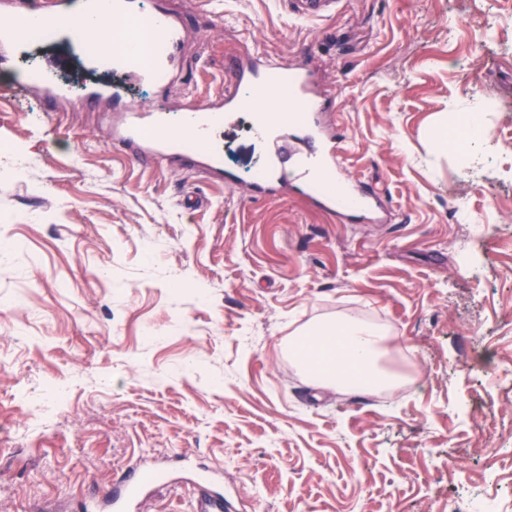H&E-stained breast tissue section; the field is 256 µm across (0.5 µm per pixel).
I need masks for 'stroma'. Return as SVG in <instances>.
<instances>
[{"instance_id":"1","label":"stroma","mask_w":512,"mask_h":512,"mask_svg":"<svg viewBox=\"0 0 512 512\" xmlns=\"http://www.w3.org/2000/svg\"><path fill=\"white\" fill-rule=\"evenodd\" d=\"M164 2L196 42L178 85L128 98L216 96L244 47L309 60L343 168L387 216L251 197L269 158L243 125L229 186L0 89V239L21 242L0 265V512H107L152 460L171 483L143 512H192L186 459L223 470L246 512H460L477 492L512 512V0H339L314 20L290 0ZM16 69L76 97L116 81L63 36ZM462 97L489 125L472 169L428 143ZM339 314L386 327L415 382L379 402L309 387L282 343Z\"/></svg>"}]
</instances>
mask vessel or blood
<instances>
[{
  "label": "vessel or blood",
  "mask_w": 512,
  "mask_h": 512,
  "mask_svg": "<svg viewBox=\"0 0 512 512\" xmlns=\"http://www.w3.org/2000/svg\"><path fill=\"white\" fill-rule=\"evenodd\" d=\"M117 5L128 19L144 29L158 33L156 55L150 62L114 51H98L97 66L118 71L140 83L167 85L181 72V53L192 34L185 24L168 10L146 9L143 0H5L0 8V73L9 77L11 92L36 97L54 106L68 97L66 90L54 84L47 74L13 71L16 51L28 42L29 21L33 15L44 18L43 37L66 35L72 41H86L84 27L63 28L62 20L83 15H102L105 5ZM336 8V0H294L293 13L309 20L325 16ZM282 91L279 109L265 112L254 100ZM327 91L306 68L289 66L267 57L252 48L241 49L224 59V90L208 103L185 100L178 122H171L163 108L148 105L137 107L115 88L90 87L84 100L87 106L101 112L118 113L110 127L109 142L134 160L149 163L155 160L184 164L205 179L224 178V156L219 136L232 132L241 114H249L255 137L274 139L279 150H286L288 135L304 134L308 151L299 156L293 167H273L260 174L252 185L254 196L265 197L289 190L307 199L315 207L345 220L372 219L381 212V200L375 190L348 192L345 199L326 195L318 190L325 177H332L341 167L339 156L342 140L328 130L322 112ZM302 103L300 117L292 123L281 120V110ZM166 478L162 467L128 470L120 486L121 494L113 495L114 512H134L146 487ZM198 491L193 512H230L232 497L225 492L220 472L204 468L194 480Z\"/></svg>",
  "instance_id": "vessel-or-blood-1"
}]
</instances>
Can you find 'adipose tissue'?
Segmentation results:
<instances>
[{
	"label": "adipose tissue",
	"instance_id": "ef3b65f1",
	"mask_svg": "<svg viewBox=\"0 0 512 512\" xmlns=\"http://www.w3.org/2000/svg\"><path fill=\"white\" fill-rule=\"evenodd\" d=\"M461 124L471 142L460 156L466 167L478 156L488 135L482 116L468 102L458 101L440 113L429 132V141L436 152L447 153L453 145L449 133ZM390 342L387 331L377 323L340 315L297 329L284 348L315 387L379 392L396 390L408 379L388 359Z\"/></svg>",
	"mask_w": 512,
	"mask_h": 512
}]
</instances>
